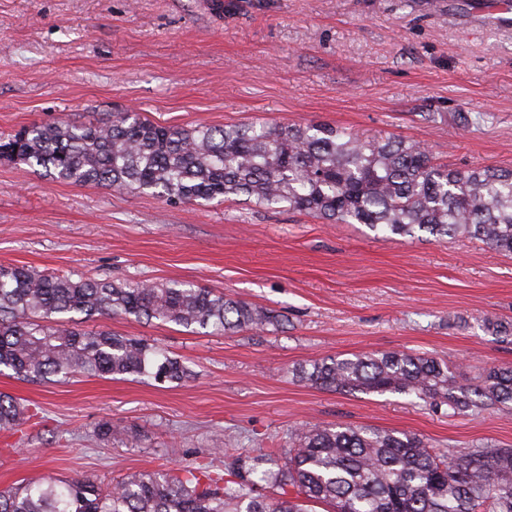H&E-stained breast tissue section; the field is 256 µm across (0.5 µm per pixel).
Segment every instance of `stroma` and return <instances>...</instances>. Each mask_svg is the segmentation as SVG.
I'll list each match as a JSON object with an SVG mask.
<instances>
[{"instance_id":"obj_1","label":"stroma","mask_w":512,"mask_h":512,"mask_svg":"<svg viewBox=\"0 0 512 512\" xmlns=\"http://www.w3.org/2000/svg\"><path fill=\"white\" fill-rule=\"evenodd\" d=\"M0 0V138L65 114L137 112L188 128L324 122L425 144L437 162L512 168V28L469 0ZM0 264L116 283L187 281L276 310L284 328L231 336L95 317L167 349L182 383L77 375L0 392L28 405L0 431V490L56 479L100 486L225 451L287 447L303 425L416 433L437 448L512 446V408L451 417L399 393H336L294 367L338 354L446 360L458 381L512 363V256L464 236L383 239L244 199L170 204L52 182L0 162ZM111 422L110 437L97 433Z\"/></svg>"}]
</instances>
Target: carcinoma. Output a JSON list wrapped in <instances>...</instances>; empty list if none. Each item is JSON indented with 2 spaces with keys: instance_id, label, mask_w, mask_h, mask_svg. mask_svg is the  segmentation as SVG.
Returning <instances> with one entry per match:
<instances>
[{
  "instance_id": "cac0c4a2",
  "label": "carcinoma",
  "mask_w": 512,
  "mask_h": 512,
  "mask_svg": "<svg viewBox=\"0 0 512 512\" xmlns=\"http://www.w3.org/2000/svg\"><path fill=\"white\" fill-rule=\"evenodd\" d=\"M0 158L56 182L149 191L167 203L244 196L327 224L401 237L425 232L436 241L464 235L512 255V169H454L420 142L363 139L328 123L183 129L133 112L105 123L60 117L1 138ZM71 313L226 335L282 325L271 309L190 282L74 281L0 266V373L31 381L76 373L171 383L191 377L187 365L154 344L57 319ZM293 376L325 390L413 396L447 407L450 417L512 405L511 365L462 384L433 357L385 352L323 357ZM27 419L25 404L0 393L1 431ZM268 487L274 496L264 493ZM313 504L332 512H512V448L439 450L415 434L314 425L296 431L287 448L225 455L222 474L186 465L132 473L106 490L83 478L0 490V512H310Z\"/></svg>"
}]
</instances>
